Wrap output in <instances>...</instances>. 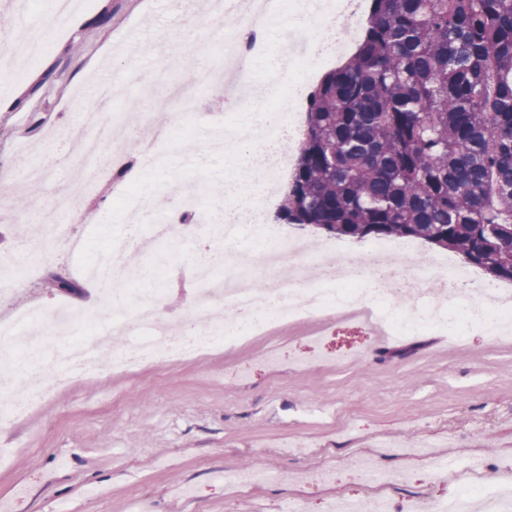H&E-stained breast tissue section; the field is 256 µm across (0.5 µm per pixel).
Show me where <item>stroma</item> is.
<instances>
[{"instance_id":"stroma-1","label":"stroma","mask_w":512,"mask_h":512,"mask_svg":"<svg viewBox=\"0 0 512 512\" xmlns=\"http://www.w3.org/2000/svg\"><path fill=\"white\" fill-rule=\"evenodd\" d=\"M223 25L211 0H79L23 73L0 76V100L19 99L0 112V172L13 181L0 192L8 217L0 222V278L15 280V303L44 313L93 295L62 239L32 251L45 271L78 281L76 293L45 288L11 260L24 231L69 183L74 161L46 158L92 107L99 73L122 77L105 120L131 127V114L153 103L141 59L167 56L169 80L184 82V67L199 55L222 66L216 33ZM32 159L49 171L33 196L19 185ZM223 251L218 235L130 249L124 263L139 275L124 285L168 289V305L181 308L195 287L187 268ZM315 330L312 321H296L196 361H160L130 375L106 367L52 393L0 430V448L9 451L0 463V512H134L138 501L150 512H281L291 498L306 512H328L330 502L371 494L349 474L360 454L395 475L384 491L391 512L454 488L438 473V458L476 454L490 464L484 481L512 477V347L488 335L458 342L440 331L379 341L342 318L318 345ZM281 347L288 358L262 363ZM259 466L277 480L225 487L226 471ZM328 468L335 480L310 483V473Z\"/></svg>"}]
</instances>
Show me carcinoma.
<instances>
[{
    "label": "carcinoma",
    "instance_id": "1",
    "mask_svg": "<svg viewBox=\"0 0 512 512\" xmlns=\"http://www.w3.org/2000/svg\"><path fill=\"white\" fill-rule=\"evenodd\" d=\"M277 219L421 240L512 282V0H371L310 94Z\"/></svg>",
    "mask_w": 512,
    "mask_h": 512
}]
</instances>
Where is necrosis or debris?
Here are the masks:
<instances>
[{
  "mask_svg": "<svg viewBox=\"0 0 512 512\" xmlns=\"http://www.w3.org/2000/svg\"><path fill=\"white\" fill-rule=\"evenodd\" d=\"M314 0H296L300 18L316 23L317 38L299 37L294 30L283 31L281 51L290 59H308L327 65L344 53L361 30L365 0H326L323 11L312 8ZM274 0H231L227 11L231 21L224 24V80L228 96L238 102L248 100L252 88L264 82L252 73V62L264 50V42L242 41L241 29L267 28ZM295 99L287 108L264 121L254 123L252 135L259 141L247 150L249 163L257 166L265 182L252 191L247 201L236 203L237 223L215 225L206 213H197L193 223L174 230L168 220L151 225L149 235L158 241L186 235L220 234L224 237V277L209 279L204 269L194 271L200 286L191 296L181 317L166 308L167 292L158 288L147 294L112 291L121 305L108 325L111 339L122 348L106 352V341H72L73 322L84 318L79 309L70 310V324L49 312L48 329L41 343L44 355L28 352L20 331L30 312L15 303L16 288L0 281V302H12L10 313L0 317V366L24 378L19 393L0 394V426L19 418L39 405L50 393L68 388L77 377L98 372L111 364L113 372L125 374L144 363L160 359H190L211 350L249 343L255 337L278 331L290 319L320 320L341 314L356 319L381 338L410 336L438 327L449 336L464 339L473 325L501 338L512 336V291L492 283H478L455 267L421 266L413 262L414 248L402 241L378 242L364 258L351 260L338 255L321 263L316 279L308 268L320 263V255L305 242L293 238L280 224H262L258 218L270 205V189L278 171L287 167L289 156L279 148L284 139H297L303 105L302 87L293 90ZM112 163H105V154ZM69 155L81 166V175L64 200V207L92 195L99 184L117 180L124 151L117 143L111 124L103 120L84 121L69 137ZM247 233L254 246L238 247L240 233ZM406 256L401 276L389 275L391 252ZM375 275L378 287H367L364 274ZM413 296L403 303L401 293ZM109 338V339H110ZM483 458H459L456 475L477 481L475 492L457 490L432 504L415 503L410 512H512V482L484 483Z\"/></svg>",
  "mask_w": 512,
  "mask_h": 512,
  "instance_id": "obj_1",
  "label": "necrosis or debris"
}]
</instances>
